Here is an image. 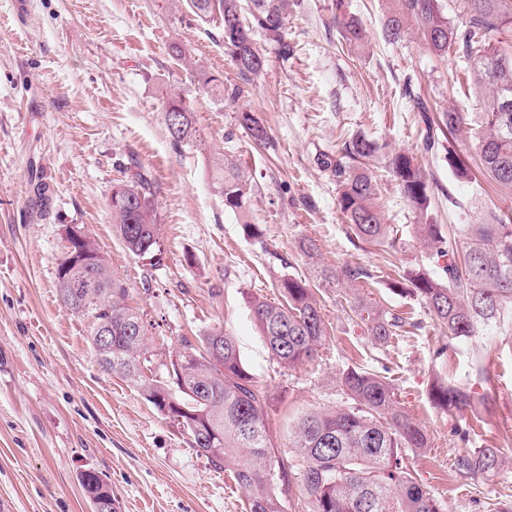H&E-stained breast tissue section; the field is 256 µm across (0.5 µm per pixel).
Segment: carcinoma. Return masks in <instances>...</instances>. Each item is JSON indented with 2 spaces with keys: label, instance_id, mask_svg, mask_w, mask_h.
I'll use <instances>...</instances> for the list:
<instances>
[{
  "label": "carcinoma",
  "instance_id": "1",
  "mask_svg": "<svg viewBox=\"0 0 512 512\" xmlns=\"http://www.w3.org/2000/svg\"><path fill=\"white\" fill-rule=\"evenodd\" d=\"M181 2L198 20L219 23L224 50L243 80L264 68L263 55L253 42L255 30L277 44L282 58L293 54L285 33V0H250L247 13L241 0ZM463 14L458 27L448 21L440 0H400L399 7L383 19V35L397 43L412 24L427 51L444 56L456 50L468 60V88L482 96L479 112L450 110L432 116L421 89L407 90L424 125L423 149L444 146L459 126L471 124L476 127L479 171L499 191L512 193V41L504 37L506 25L512 22V0H463ZM342 27L349 46L365 44L366 30L358 18L342 19ZM170 52L214 97L234 102L243 93L240 85L226 84L221 76L196 66L179 44H172ZM175 119L180 129L168 131L173 148H202L194 113L179 94L166 101V121ZM237 122L255 145H270L265 127L253 113H237ZM386 148L356 134L342 142L336 155L320 159L321 166L336 177L337 204L350 224L351 243L392 248L397 244L379 204L378 183L367 171V161L382 156L400 194L420 220L411 225L413 233L430 249V257L442 262L439 276L420 268L398 270L389 288L418 299L451 340L509 328L512 215L491 211L479 224L435 223L425 171L412 154ZM446 154L455 174L469 178L470 169L453 146L446 147ZM212 170L224 210L240 217L248 235L259 236L257 225L247 216L253 177L224 154L213 157ZM155 197L150 176L139 167L112 187L113 231L134 256L159 248ZM63 240L55 257L56 287L63 305L85 322L92 343L101 328L112 329V350L106 353L112 374L137 389L162 415L174 421L181 417L193 425L186 429L191 446L216 468L233 474L246 492L245 512H285L294 497L305 512H443L405 464L407 451L428 447V436L396 400L389 377L357 367L343 370L339 382L350 406L313 410L298 419L294 437L304 464L295 471L271 444L266 422L270 397L243 363L234 336L214 328L192 341L185 337L169 355V363L162 364V372L148 377L145 368L153 360L147 357L142 317L126 304L128 283L112 272L108 258L90 237L74 247L66 243L68 237ZM311 270L313 278L327 282L352 284L372 278L361 266ZM311 279L299 273L282 275L276 282L281 303L262 296L249 299L266 347L286 367L313 359L327 333ZM348 302L364 333L379 346L391 343L408 326L421 328V323L371 302L356 288L350 289ZM432 397L447 412L469 408L477 415L486 407V399L446 376L435 381ZM503 463L500 449L481 446L458 457L456 467L463 474L487 479Z\"/></svg>",
  "mask_w": 512,
  "mask_h": 512
}]
</instances>
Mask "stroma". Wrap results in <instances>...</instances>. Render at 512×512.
<instances>
[{"instance_id": "1", "label": "stroma", "mask_w": 512, "mask_h": 512, "mask_svg": "<svg viewBox=\"0 0 512 512\" xmlns=\"http://www.w3.org/2000/svg\"><path fill=\"white\" fill-rule=\"evenodd\" d=\"M399 0H288L286 34L294 47L279 57L263 32L254 42L264 70L243 83L234 103L200 92L190 70L172 58L185 46L199 65L241 83L216 24L170 7L167 0H0V504L8 512H91L81 474L99 471L120 512H242L245 494L190 445L121 378L102 371L85 323L62 304L54 258L66 225L75 224L105 253L130 288L128 302L146 325L155 363L182 338L215 327L238 340L244 364L273 397L272 444L293 465L302 460L292 429L301 414L336 410L349 401L340 371H387L396 398L426 429L429 446L406 462L443 512H489L512 504V347L504 333L451 341L434 357L441 329L413 297L391 293L394 268H438L409 231L417 217L391 181L384 159L370 169L386 219L399 242L386 252L354 247L336 204V180L319 160L353 134L416 152L433 182L439 224H474L486 209L512 213V196L484 193L458 178L445 151L420 150L422 125L403 93L423 88L433 111L476 112L479 96L455 81L460 53L436 56L416 34L391 44L381 24ZM358 17L367 43L346 45L337 11ZM182 93L204 149L175 150L165 101ZM251 111L271 148L253 146L236 115ZM242 160L257 188L249 218L261 239L247 236L211 176L209 156ZM152 178L160 224L159 258L129 254L112 230V187L129 161ZM45 194H37V185ZM315 240L332 268L363 266L373 277L364 295L413 313L422 327L389 346L374 345L349 318L343 284L318 282L329 333L315 358L288 369L265 347L248 299L278 301L286 265L305 271L302 239ZM490 380L478 383V368ZM481 384L490 398L481 417L444 412L430 400L436 377ZM474 423V445L500 448L504 467L489 480L461 474L467 448L455 427Z\"/></svg>"}]
</instances>
